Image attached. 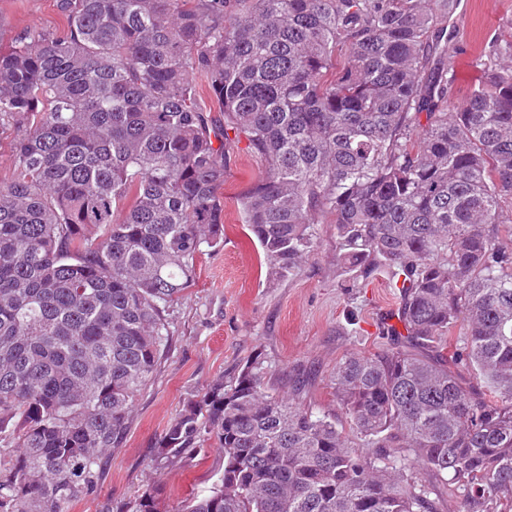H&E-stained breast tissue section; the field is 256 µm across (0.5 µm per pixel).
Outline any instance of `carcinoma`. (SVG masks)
Here are the masks:
<instances>
[{"instance_id": "obj_1", "label": "carcinoma", "mask_w": 512, "mask_h": 512, "mask_svg": "<svg viewBox=\"0 0 512 512\" xmlns=\"http://www.w3.org/2000/svg\"><path fill=\"white\" fill-rule=\"evenodd\" d=\"M458 2L57 0L62 29L0 45V512L97 489L166 312L224 244L231 132L265 165L241 218L271 275L329 217L338 286L386 277L404 331L336 365L337 414L270 392L259 358L188 399L154 463L212 440L224 474L185 512H440L445 493L512 512V41H487L454 105ZM163 492L99 512H160Z\"/></svg>"}]
</instances>
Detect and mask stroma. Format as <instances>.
I'll return each mask as SVG.
<instances>
[{
  "label": "stroma",
  "instance_id": "1",
  "mask_svg": "<svg viewBox=\"0 0 512 512\" xmlns=\"http://www.w3.org/2000/svg\"><path fill=\"white\" fill-rule=\"evenodd\" d=\"M63 25L55 0H0V42L20 29L55 30ZM512 40V0H472L468 23L453 43V96L477 86L479 59L488 39ZM265 174L245 138L225 146L224 245L202 255L197 278L169 309V345L154 380L132 410L123 447L114 449L96 493L80 498L71 512H99L147 485L166 486L164 512H184L186 502L207 494L224 470L222 449L206 447L182 466L161 470L154 445L184 402L253 355H262L270 383L298 389L304 404L336 410L331 380L347 355L378 351L381 333L398 308V295L378 276L362 288H338L333 224L316 225V246L293 275L275 280L263 253L241 220L239 201Z\"/></svg>",
  "mask_w": 512,
  "mask_h": 512
}]
</instances>
